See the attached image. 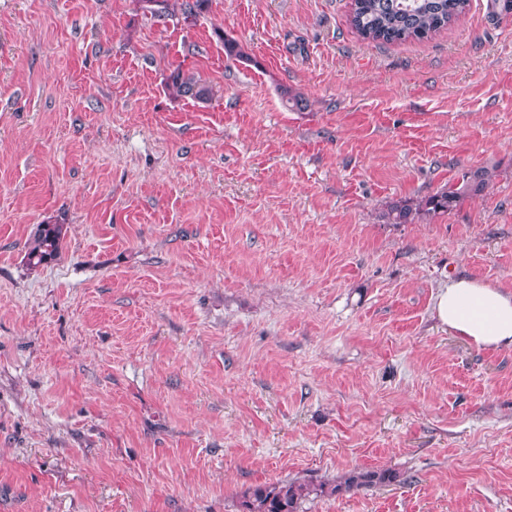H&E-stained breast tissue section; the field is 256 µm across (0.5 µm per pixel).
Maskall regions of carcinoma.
I'll use <instances>...</instances> for the list:
<instances>
[{"label": "carcinoma", "instance_id": "obj_1", "mask_svg": "<svg viewBox=\"0 0 512 512\" xmlns=\"http://www.w3.org/2000/svg\"><path fill=\"white\" fill-rule=\"evenodd\" d=\"M209 0H183L180 5L185 23L191 24L207 7ZM470 0H353L349 24L365 40L378 43H401L423 40L454 24L466 12ZM165 88L174 98H192L206 102L211 88L192 73L175 68L168 76ZM489 183L485 170L465 172L461 181L429 195L415 205L407 202L389 207L385 218L390 224H410L420 211L448 212L464 198L482 193ZM64 225H37L27 262L40 267L56 261L61 253ZM396 472L388 469L354 472L331 488L340 493L355 487L387 485L397 481ZM326 485L306 480L281 481L272 485H258L242 501L243 512H299L301 504L310 497L329 492Z\"/></svg>", "mask_w": 512, "mask_h": 512}]
</instances>
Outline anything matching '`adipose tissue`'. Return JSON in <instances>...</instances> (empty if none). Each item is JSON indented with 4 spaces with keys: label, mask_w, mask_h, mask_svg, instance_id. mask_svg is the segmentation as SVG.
<instances>
[{
    "label": "adipose tissue",
    "mask_w": 512,
    "mask_h": 512,
    "mask_svg": "<svg viewBox=\"0 0 512 512\" xmlns=\"http://www.w3.org/2000/svg\"><path fill=\"white\" fill-rule=\"evenodd\" d=\"M433 315L475 346H512V291L471 278L453 280L436 295Z\"/></svg>",
    "instance_id": "1"
}]
</instances>
